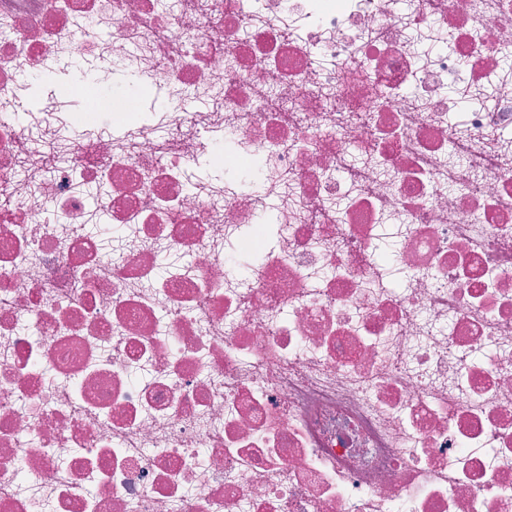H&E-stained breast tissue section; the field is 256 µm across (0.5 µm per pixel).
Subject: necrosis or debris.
<instances>
[{
    "label": "necrosis or debris",
    "instance_id": "4bbe7bcc",
    "mask_svg": "<svg viewBox=\"0 0 512 512\" xmlns=\"http://www.w3.org/2000/svg\"><path fill=\"white\" fill-rule=\"evenodd\" d=\"M268 5L0 0V512H512V0ZM83 86L84 82H82L78 73L63 76L53 87L44 89L35 98L25 101V105L22 109L20 108V111L16 112V114L19 113L17 114V118L19 121H22V114L20 113L23 112L25 108L42 105L44 112H52L56 106L60 105V102H64L68 112H94L92 102L89 101ZM63 89L67 90V93L62 95L65 96L64 98L60 96V92ZM50 90L52 91L50 92Z\"/></svg>",
    "mask_w": 512,
    "mask_h": 512
}]
</instances>
